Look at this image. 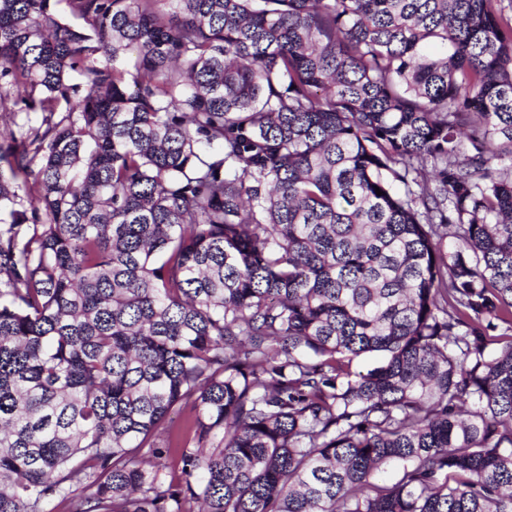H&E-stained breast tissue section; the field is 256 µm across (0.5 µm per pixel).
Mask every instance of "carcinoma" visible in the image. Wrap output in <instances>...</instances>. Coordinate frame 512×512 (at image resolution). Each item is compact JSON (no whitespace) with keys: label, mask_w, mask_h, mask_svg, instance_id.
I'll use <instances>...</instances> for the list:
<instances>
[{"label":"carcinoma","mask_w":512,"mask_h":512,"mask_svg":"<svg viewBox=\"0 0 512 512\" xmlns=\"http://www.w3.org/2000/svg\"><path fill=\"white\" fill-rule=\"evenodd\" d=\"M68 5L0 0V512H512L503 0ZM7 107L8 109L4 112H1L0 110V132H2V137L0 136V146H2L3 152L10 143L8 135L9 130H13L14 133L18 135L19 126L27 123L34 124L38 117L35 112H26L25 110H21V108H24L23 104H19L16 107L8 104Z\"/></svg>","instance_id":"carcinoma-1"}]
</instances>
